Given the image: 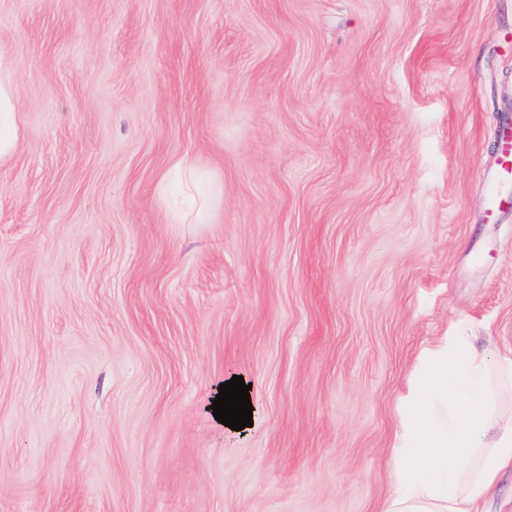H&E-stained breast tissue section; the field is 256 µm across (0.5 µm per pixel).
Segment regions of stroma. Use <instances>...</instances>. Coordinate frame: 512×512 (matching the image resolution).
I'll list each match as a JSON object with an SVG mask.
<instances>
[{
	"label": "stroma",
	"instance_id": "obj_1",
	"mask_svg": "<svg viewBox=\"0 0 512 512\" xmlns=\"http://www.w3.org/2000/svg\"><path fill=\"white\" fill-rule=\"evenodd\" d=\"M505 30L512 0H0V512H379L425 349L512 350ZM184 157L211 223L157 202ZM11 69V60L0 56V160L14 154L19 140V109ZM512 172V133L509 127H504L498 154L491 164V174L487 181V194L489 196L490 210H506L512 206V197L500 191V183L508 180Z\"/></svg>",
	"mask_w": 512,
	"mask_h": 512
}]
</instances>
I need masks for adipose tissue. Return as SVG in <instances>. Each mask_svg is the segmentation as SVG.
<instances>
[{"mask_svg": "<svg viewBox=\"0 0 512 512\" xmlns=\"http://www.w3.org/2000/svg\"><path fill=\"white\" fill-rule=\"evenodd\" d=\"M11 60L0 56V160L19 140ZM176 177L159 184L168 221L185 223L181 199L200 205L196 223L209 220V186L196 163L179 160ZM392 451L394 490L382 512H485L490 490L512 470V352L478 344L476 328L457 322L427 348L399 412Z\"/></svg>", "mask_w": 512, "mask_h": 512, "instance_id": "adipose-tissue-1", "label": "adipose tissue"}]
</instances>
